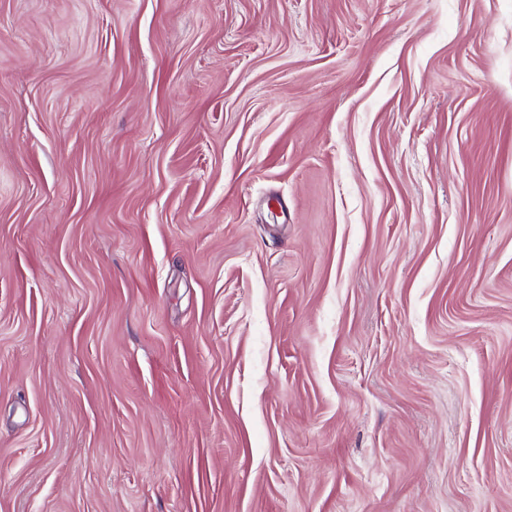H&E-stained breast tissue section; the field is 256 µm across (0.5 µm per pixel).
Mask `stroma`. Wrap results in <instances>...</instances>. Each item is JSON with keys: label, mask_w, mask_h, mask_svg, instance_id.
<instances>
[{"label": "stroma", "mask_w": 512, "mask_h": 512, "mask_svg": "<svg viewBox=\"0 0 512 512\" xmlns=\"http://www.w3.org/2000/svg\"><path fill=\"white\" fill-rule=\"evenodd\" d=\"M0 512H512V0H0Z\"/></svg>", "instance_id": "1"}]
</instances>
